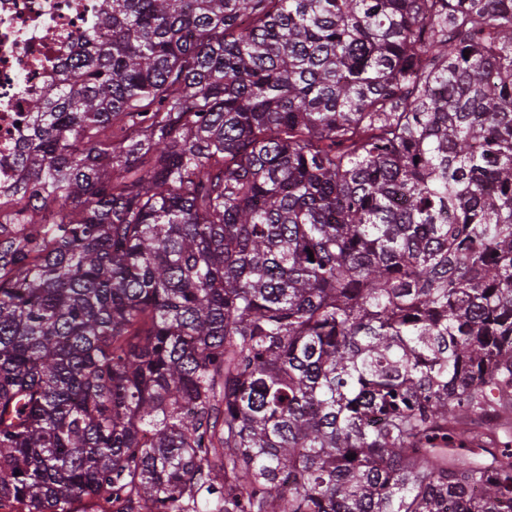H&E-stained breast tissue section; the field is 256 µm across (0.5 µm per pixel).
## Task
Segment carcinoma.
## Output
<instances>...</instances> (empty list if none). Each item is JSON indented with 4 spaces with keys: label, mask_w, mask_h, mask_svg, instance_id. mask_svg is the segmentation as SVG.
Instances as JSON below:
<instances>
[{
    "label": "carcinoma",
    "mask_w": 512,
    "mask_h": 512,
    "mask_svg": "<svg viewBox=\"0 0 512 512\" xmlns=\"http://www.w3.org/2000/svg\"><path fill=\"white\" fill-rule=\"evenodd\" d=\"M98 28L5 188L0 512H512V0Z\"/></svg>",
    "instance_id": "carcinoma-1"
}]
</instances>
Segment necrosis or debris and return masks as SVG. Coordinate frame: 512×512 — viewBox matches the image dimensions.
Returning a JSON list of instances; mask_svg holds the SVG:
<instances>
[{
    "label": "necrosis or debris",
    "mask_w": 512,
    "mask_h": 512,
    "mask_svg": "<svg viewBox=\"0 0 512 512\" xmlns=\"http://www.w3.org/2000/svg\"><path fill=\"white\" fill-rule=\"evenodd\" d=\"M100 0H0V186L20 175L29 101L46 95L97 24Z\"/></svg>",
    "instance_id": "necrosis-or-debris-1"
}]
</instances>
